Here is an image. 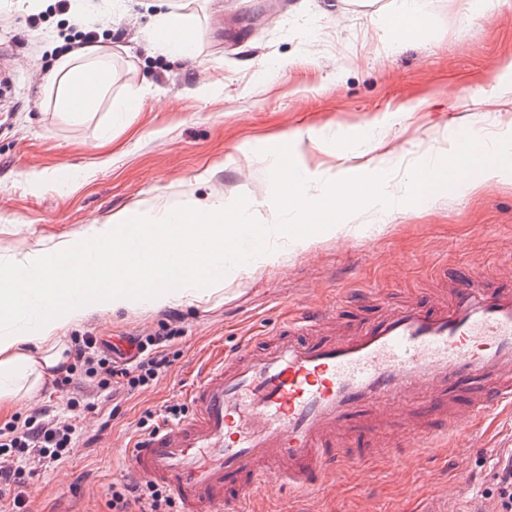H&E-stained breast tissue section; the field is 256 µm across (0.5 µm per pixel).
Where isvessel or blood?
Listing matches in <instances>:
<instances>
[{
	"instance_id": "1",
	"label": "vessel or blood",
	"mask_w": 512,
	"mask_h": 512,
	"mask_svg": "<svg viewBox=\"0 0 512 512\" xmlns=\"http://www.w3.org/2000/svg\"><path fill=\"white\" fill-rule=\"evenodd\" d=\"M334 306L288 315L286 330L244 337L207 362L186 392L189 409L124 459L129 478L164 486L178 512H254L249 502L270 467L301 488L340 463L359 466L336 445L348 416H406L410 440L429 428L414 409H445L441 436L482 427L512 407V290L468 272L447 305L417 300L389 309L354 334L333 337ZM471 390L465 412L444 407ZM244 490L224 499L227 481Z\"/></svg>"
}]
</instances>
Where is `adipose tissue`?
I'll return each instance as SVG.
<instances>
[{"label":"adipose tissue","mask_w":512,"mask_h":512,"mask_svg":"<svg viewBox=\"0 0 512 512\" xmlns=\"http://www.w3.org/2000/svg\"><path fill=\"white\" fill-rule=\"evenodd\" d=\"M191 22L187 16L172 12L159 14L153 24L151 43L175 59L188 54L187 32ZM106 54L99 45L83 52L61 55L48 82L54 83L56 105L74 120L85 117L104 99L109 91V79L102 67ZM94 76L92 93H84L87 76ZM187 223L159 224L155 231L164 245L184 244L193 261L197 278L191 283H177L165 265L112 250L105 263L89 268L85 265L84 249L88 240L68 242L64 267L47 263L44 257L32 259L37 269L30 286L39 293L51 313L42 317L35 328L12 336H0V412L12 410L18 397L39 389L50 379L52 370L63 360L61 331L75 319L104 310L127 309L137 305L151 309L175 303H192L209 299L220 291L222 276L209 272L211 264L223 260L224 241L239 238L252 231L267 238L268 225L251 224L247 207H226L221 203L195 205L187 210ZM69 270V288H81V302L67 299L68 290L59 286L62 270Z\"/></svg>","instance_id":"1"}]
</instances>
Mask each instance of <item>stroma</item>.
Here are the masks:
<instances>
[{
	"label": "stroma",
	"mask_w": 512,
	"mask_h": 512,
	"mask_svg": "<svg viewBox=\"0 0 512 512\" xmlns=\"http://www.w3.org/2000/svg\"><path fill=\"white\" fill-rule=\"evenodd\" d=\"M0 0V279L19 260L56 258L91 226L126 215L155 223L198 202L249 207L273 224L269 142L310 170L382 173L399 191L412 168L449 145L456 126L487 113L486 137L512 128V102L495 82L512 61V0L474 13L472 0H430L432 24L407 32L392 0ZM191 16L194 58L154 52L144 36L159 10ZM110 53L112 97L84 121L58 112L44 78L85 39ZM274 66L267 83L257 68ZM134 96L133 112L114 111ZM512 287V174L388 221L361 215L273 263L227 276L209 301L95 312L69 326L115 344L173 322L172 365L156 385L99 397L80 418L74 456L28 484L29 512H111L127 483L125 444L147 411L184 403L204 357L244 336H270L288 311L346 296L337 328L349 333L412 292L447 303L463 268ZM358 301H350L351 293ZM430 451L412 446L397 417L350 418L348 454L365 467L327 471L309 494L271 480L256 512H420L444 499L459 512L468 487L490 491L498 453L512 449V414L491 436Z\"/></svg>",
	"instance_id": "stroma-1"
}]
</instances>
